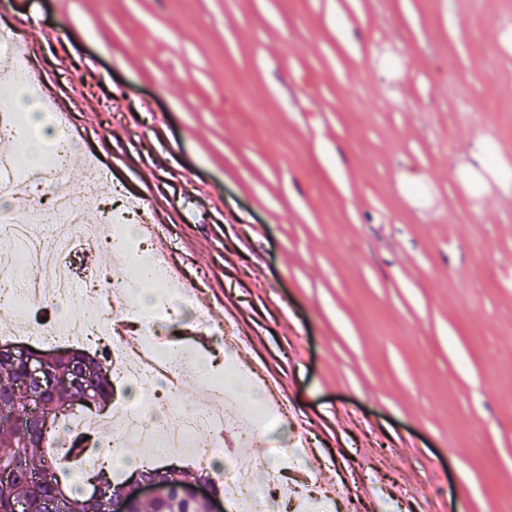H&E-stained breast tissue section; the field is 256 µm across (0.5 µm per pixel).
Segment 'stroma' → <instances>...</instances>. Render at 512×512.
I'll use <instances>...</instances> for the list:
<instances>
[{
    "mask_svg": "<svg viewBox=\"0 0 512 512\" xmlns=\"http://www.w3.org/2000/svg\"><path fill=\"white\" fill-rule=\"evenodd\" d=\"M5 11L33 20L17 96L50 87L164 212L207 322L288 401L266 441L382 512H512V0ZM183 347L189 403L224 347Z\"/></svg>",
    "mask_w": 512,
    "mask_h": 512,
    "instance_id": "obj_1",
    "label": "stroma"
}]
</instances>
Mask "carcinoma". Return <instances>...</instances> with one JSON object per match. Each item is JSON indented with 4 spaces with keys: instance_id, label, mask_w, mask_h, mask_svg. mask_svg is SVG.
Here are the masks:
<instances>
[{
    "instance_id": "carcinoma-1",
    "label": "carcinoma",
    "mask_w": 512,
    "mask_h": 512,
    "mask_svg": "<svg viewBox=\"0 0 512 512\" xmlns=\"http://www.w3.org/2000/svg\"><path fill=\"white\" fill-rule=\"evenodd\" d=\"M32 352L48 355L46 374L53 391L45 390V409L42 413L52 415V423L58 424L60 417L74 410L78 391L62 384L61 377L72 375L77 369L92 368L95 371L96 394L93 404H81L86 411L104 409L112 398L113 388L107 370L97 354L83 348L69 346L45 351L34 348ZM25 373L21 363L10 351L0 350V390L11 389L23 382ZM41 418L27 411L26 397L22 394L0 404V458L5 463L15 464L14 472L7 480L0 479V512H45L44 501L49 496L59 500L58 512H107V503L119 494L123 483H114L102 470L91 466L86 486L88 493L74 490L60 480L65 474L66 460L78 449L74 437L65 440V446L57 452H49L54 434L37 435L23 443L16 437L21 428H37ZM140 480L169 481L165 465L143 464L134 469L129 478ZM135 512H210L206 501L191 506L182 502H140Z\"/></svg>"
}]
</instances>
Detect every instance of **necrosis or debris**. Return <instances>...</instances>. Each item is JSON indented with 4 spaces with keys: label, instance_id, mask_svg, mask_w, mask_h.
Here are the masks:
<instances>
[{
    "label": "necrosis or debris",
    "instance_id": "4bbe7bcc",
    "mask_svg": "<svg viewBox=\"0 0 512 512\" xmlns=\"http://www.w3.org/2000/svg\"><path fill=\"white\" fill-rule=\"evenodd\" d=\"M18 108L15 100L0 99V142L6 151L0 152V194L9 192L20 174L25 153L16 137ZM41 122L56 129V146L45 159L40 172L32 180L33 202L21 216L0 212V226L14 241L10 250L0 251V305L19 314L45 296V282H52L57 298L81 291L90 304H98L106 291L124 298L140 294L143 287L136 267L124 258L137 243L154 236L155 228L147 224L144 209L130 204L123 223H113L104 215L103 232H90L84 225V215L78 196L97 192L109 182L110 172L98 161L88 160L77 189L47 197L45 184L72 177V161L80 146L66 131L67 120L58 112H44ZM108 245L119 263L108 272L98 270L86 275L77 271L80 248L97 249ZM151 264L156 272L152 283L156 299L150 309L130 313H113L104 320L90 312H75L67 316L59 330L39 333L41 342H82L87 336L108 335L112 338L110 353L120 379L131 385L162 380L168 403L157 420L145 422L144 409L132 402L115 405L113 412L124 421L123 431L113 440L116 448H164L169 454L189 457L220 483L223 495L235 512H302L305 499L296 486L278 485L276 477L283 472L296 474L307 470L301 451L282 452L273 448L267 457L276 467L267 473L266 484L253 486L241 483L237 474L244 469L263 467L264 461L251 452L259 436L253 430V419L265 415L262 399L243 401L229 396L223 377H211L204 397L192 408H185L179 395V381L187 371L186 360L176 352L159 354L155 348L156 328L176 316L168 303L171 289L182 287L176 267L167 254L150 249Z\"/></svg>",
    "mask_w": 512,
    "mask_h": 512
}]
</instances>
